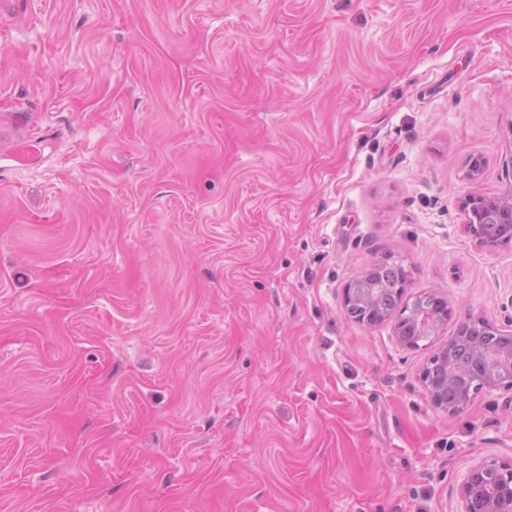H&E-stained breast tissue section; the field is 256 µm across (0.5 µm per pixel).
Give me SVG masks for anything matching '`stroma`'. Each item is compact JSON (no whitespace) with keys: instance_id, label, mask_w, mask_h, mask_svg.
<instances>
[{"instance_id":"1","label":"stroma","mask_w":512,"mask_h":512,"mask_svg":"<svg viewBox=\"0 0 512 512\" xmlns=\"http://www.w3.org/2000/svg\"><path fill=\"white\" fill-rule=\"evenodd\" d=\"M0 512H460L512 390L433 404L463 320L512 334V0H0ZM482 162L468 178L471 158ZM448 319H348L382 262ZM487 207L490 209L496 216L497 211L495 209H498L499 212L503 213V215L506 217L507 222H511L512 219V197L511 195L506 197H500V198H486L482 196H476V195H470L462 201V208L464 211H468L471 214L473 213V210L476 207ZM476 218L478 221L479 229H480V235L482 239L484 240L485 244H494L499 245L500 243H503L504 240H507L506 242H509L512 240V223H487V218L481 213L477 212ZM473 217V222L476 219ZM467 229L469 233L475 237L477 240L482 241L480 236L475 232L474 228L471 224H467ZM485 236V238H484Z\"/></svg>"}]
</instances>
